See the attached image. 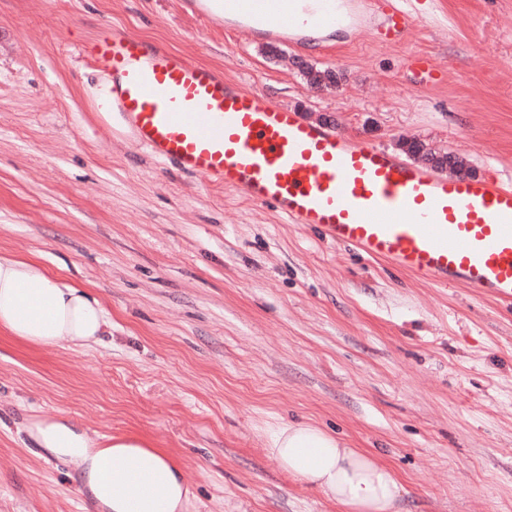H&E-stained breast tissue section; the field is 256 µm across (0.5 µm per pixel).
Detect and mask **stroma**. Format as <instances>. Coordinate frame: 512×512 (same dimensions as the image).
<instances>
[{"instance_id":"stroma-1","label":"stroma","mask_w":512,"mask_h":512,"mask_svg":"<svg viewBox=\"0 0 512 512\" xmlns=\"http://www.w3.org/2000/svg\"><path fill=\"white\" fill-rule=\"evenodd\" d=\"M405 8L401 37L384 19ZM304 44L202 24L182 0H0V253L89 287L90 349L0 331V512H95L37 418L170 453L196 512H340L264 432L307 422L399 477L400 512H512V303L435 286L151 157L98 111L79 55L110 27L159 41L308 122L420 140L512 181V0H354ZM338 75L313 85L301 64Z\"/></svg>"}]
</instances>
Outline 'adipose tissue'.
<instances>
[{
  "label": "adipose tissue",
  "instance_id": "ef3b65f1",
  "mask_svg": "<svg viewBox=\"0 0 512 512\" xmlns=\"http://www.w3.org/2000/svg\"><path fill=\"white\" fill-rule=\"evenodd\" d=\"M111 326L108 311L87 288L33 259L0 255V330L34 346L84 348L100 343ZM30 431L78 472L98 512H190L194 506L178 463L141 436H113L102 447L63 418L35 420ZM264 452L342 512H396L403 486L394 470L316 426L280 424Z\"/></svg>",
  "mask_w": 512,
  "mask_h": 512
}]
</instances>
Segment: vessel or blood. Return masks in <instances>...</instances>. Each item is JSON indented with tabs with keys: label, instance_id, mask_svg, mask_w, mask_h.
<instances>
[{
	"label": "vessel or blood",
	"instance_id": "obj_1",
	"mask_svg": "<svg viewBox=\"0 0 512 512\" xmlns=\"http://www.w3.org/2000/svg\"><path fill=\"white\" fill-rule=\"evenodd\" d=\"M347 0H188L203 21L285 36L346 19ZM112 76L108 107L159 162L431 284L512 302V186L448 177L353 142L180 52L107 29L79 49Z\"/></svg>",
	"mask_w": 512,
	"mask_h": 512
}]
</instances>
